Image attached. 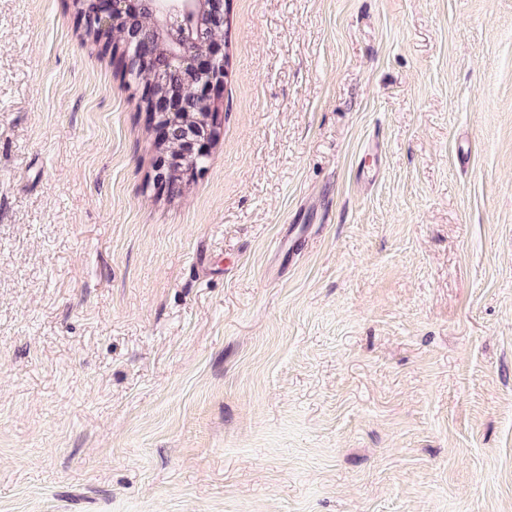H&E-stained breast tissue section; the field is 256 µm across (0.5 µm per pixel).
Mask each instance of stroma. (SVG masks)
<instances>
[{"label": "stroma", "mask_w": 512, "mask_h": 512, "mask_svg": "<svg viewBox=\"0 0 512 512\" xmlns=\"http://www.w3.org/2000/svg\"><path fill=\"white\" fill-rule=\"evenodd\" d=\"M186 188L73 0H0V512H512V0H230Z\"/></svg>", "instance_id": "1"}]
</instances>
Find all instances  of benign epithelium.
<instances>
[{
  "label": "benign epithelium",
  "mask_w": 512,
  "mask_h": 512,
  "mask_svg": "<svg viewBox=\"0 0 512 512\" xmlns=\"http://www.w3.org/2000/svg\"><path fill=\"white\" fill-rule=\"evenodd\" d=\"M86 23L101 32L123 30L122 60L134 63L147 75L141 101L158 130V141L178 135L175 152L157 155L155 181L166 182L190 177L197 170L186 166L189 157L204 158L208 142L218 128L217 99L224 81L223 41L217 38L195 40L190 27L199 22L209 26L224 21V0H78ZM151 12L154 24L144 32L135 26L142 11ZM181 70L187 81L181 87L169 83V73ZM204 108L196 128L177 126L186 111V98Z\"/></svg>",
  "instance_id": "obj_1"
}]
</instances>
